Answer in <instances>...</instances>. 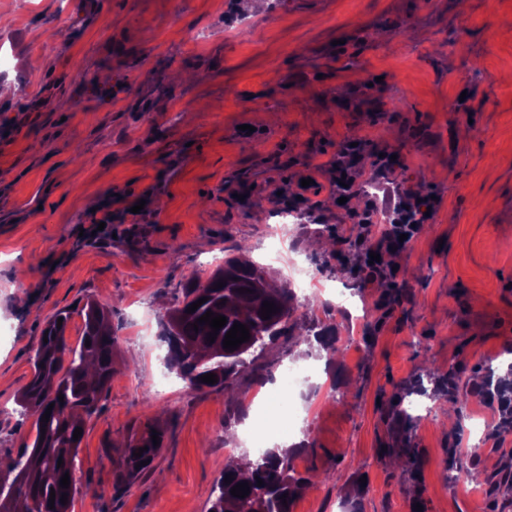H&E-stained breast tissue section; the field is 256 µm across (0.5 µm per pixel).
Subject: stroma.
<instances>
[{"label": "stroma", "instance_id": "35a3bbf8", "mask_svg": "<svg viewBox=\"0 0 512 512\" xmlns=\"http://www.w3.org/2000/svg\"><path fill=\"white\" fill-rule=\"evenodd\" d=\"M0 459L22 453L32 418L14 414L47 320L110 311L113 376L87 421L70 512H206L227 460L224 419L251 409L284 367L323 362L297 334L265 351L233 391L189 390L164 365L161 321L179 288L225 256L248 255L273 279L271 232L318 283L355 294L358 320L321 288L299 313L346 350L335 381L293 396L295 467L308 478L291 512H499L490 482L512 458V435L486 439L497 402L469 397L461 437L449 402L412 395L419 419L396 422L410 381L512 364V0H0ZM85 81H77V74ZM254 127L252 140L238 128ZM358 146L375 187L336 206V161ZM151 193L139 215L128 191ZM432 217L394 251L392 278L363 287L347 239L363 222L393 224L410 194ZM282 205L310 210L275 225ZM107 234L81 236L94 209ZM164 430L162 450L132 482L128 438ZM484 443L478 482L455 480L448 446ZM411 444L413 468L393 456Z\"/></svg>", "mask_w": 512, "mask_h": 512}]
</instances>
